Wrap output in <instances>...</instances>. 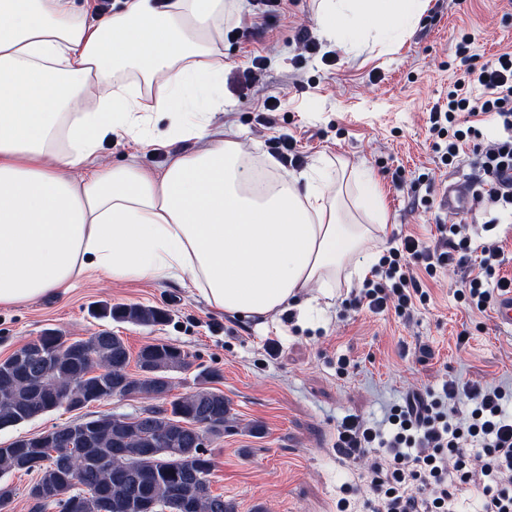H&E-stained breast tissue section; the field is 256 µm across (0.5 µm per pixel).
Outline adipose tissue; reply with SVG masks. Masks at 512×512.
<instances>
[{"instance_id": "obj_1", "label": "adipose tissue", "mask_w": 512, "mask_h": 512, "mask_svg": "<svg viewBox=\"0 0 512 512\" xmlns=\"http://www.w3.org/2000/svg\"><path fill=\"white\" fill-rule=\"evenodd\" d=\"M428 2L318 0L317 18L354 48L399 40ZM223 24L224 0H122L102 14L94 0H0V307L100 271L187 281L215 310L264 319L377 264L387 215L374 176L355 175L354 205L372 218L356 224L332 159L286 175L212 129ZM113 136L197 147L159 171L113 166L101 159Z\"/></svg>"}]
</instances>
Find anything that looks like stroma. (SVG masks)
I'll return each instance as SVG.
<instances>
[{
	"instance_id": "35a3bbf8",
	"label": "stroma",
	"mask_w": 512,
	"mask_h": 512,
	"mask_svg": "<svg viewBox=\"0 0 512 512\" xmlns=\"http://www.w3.org/2000/svg\"><path fill=\"white\" fill-rule=\"evenodd\" d=\"M317 0H288L271 13L257 0H224L222 105L213 126L243 151L261 159L276 153L281 138L297 140V169L325 155L371 170L379 180L387 228L379 251L404 235L436 246L442 224L463 225L472 244L501 239V275L512 277V223L486 230L483 206L447 213L438 201L451 182L472 181L477 171L471 146L451 168L439 162L428 133V113L446 100L462 71L456 48L464 33L486 61L512 52V0H429L418 25L399 43L366 41L348 52L320 38ZM318 36L319 55L298 63L300 28ZM262 66H253L254 58ZM280 106L270 112L266 101ZM189 141H165L141 150L128 139L105 144V162L131 161L160 168L169 157L192 150ZM429 298L411 318L357 308L361 282L338 285L325 314L299 318L289 310L267 321L230 317L213 310L195 288L176 281L117 282L101 273L83 276L67 290L0 308V359L51 329L67 339L109 329L130 352L163 340L187 352L189 369L173 373L172 393L192 391L198 371L217 373L228 401V422L212 439V493L235 512H336L347 499L363 512L368 488L362 462L336 446V427L347 415L381 420L405 395L440 392L444 381L512 386V331L499 328L493 310H467L456 291L467 269L416 268ZM136 304L167 311L153 326L94 315L97 304ZM152 398H110L80 411L57 409L0 430V447L81 416L135 415L155 406Z\"/></svg>"
}]
</instances>
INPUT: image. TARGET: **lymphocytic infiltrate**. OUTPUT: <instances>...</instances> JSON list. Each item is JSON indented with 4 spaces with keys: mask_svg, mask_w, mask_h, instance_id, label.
<instances>
[{
    "mask_svg": "<svg viewBox=\"0 0 512 512\" xmlns=\"http://www.w3.org/2000/svg\"><path fill=\"white\" fill-rule=\"evenodd\" d=\"M472 39L462 36L456 53L464 70L446 101L429 112L433 138H447L440 157L454 166L464 145L473 144L479 175L474 198L486 207L512 214V192L501 191L497 175L512 170V53L474 64ZM495 122L497 136L483 137L481 128ZM438 247L404 237L382 256L376 277L367 281L359 305L374 312L395 310L409 315L426 293L412 265L424 262L427 272L476 265L457 296L471 310L486 311L497 295L512 289V278L498 275L504 250L498 242L478 244V258L456 243L462 225L443 224ZM467 400L468 412L456 404ZM338 445L352 460L370 458L363 479L372 492L367 512H512V387L459 385L449 380L440 395L416 397L392 406L380 422L344 418Z\"/></svg>",
    "mask_w": 512,
    "mask_h": 512,
    "instance_id": "f902f5d3",
    "label": "lymphocytic infiltrate"
}]
</instances>
